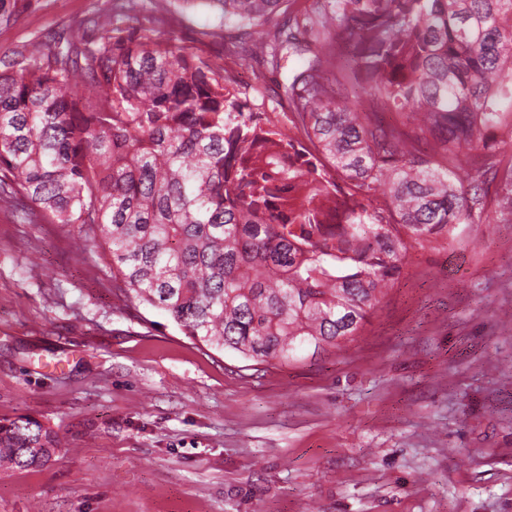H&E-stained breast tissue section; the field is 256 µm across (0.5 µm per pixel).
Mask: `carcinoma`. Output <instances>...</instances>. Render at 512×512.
I'll return each instance as SVG.
<instances>
[{"mask_svg": "<svg viewBox=\"0 0 512 512\" xmlns=\"http://www.w3.org/2000/svg\"><path fill=\"white\" fill-rule=\"evenodd\" d=\"M201 1L224 15L223 66L160 34L154 0L0 57V203L77 229L124 306L288 364L354 341L410 248L512 223V0L178 6ZM291 59L285 127L233 66ZM61 450L35 419L0 421V468Z\"/></svg>", "mask_w": 512, "mask_h": 512, "instance_id": "cac0c4a2", "label": "carcinoma"}]
</instances>
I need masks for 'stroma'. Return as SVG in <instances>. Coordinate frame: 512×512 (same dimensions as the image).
Returning a JSON list of instances; mask_svg holds the SVG:
<instances>
[{"mask_svg": "<svg viewBox=\"0 0 512 512\" xmlns=\"http://www.w3.org/2000/svg\"><path fill=\"white\" fill-rule=\"evenodd\" d=\"M0 56L120 0H11ZM220 13L178 35L208 57ZM0 209V420L63 450L0 471V512H512V223L410 250L340 352L246 368L125 308L94 250Z\"/></svg>", "mask_w": 512, "mask_h": 512, "instance_id": "obj_1", "label": "stroma"}]
</instances>
